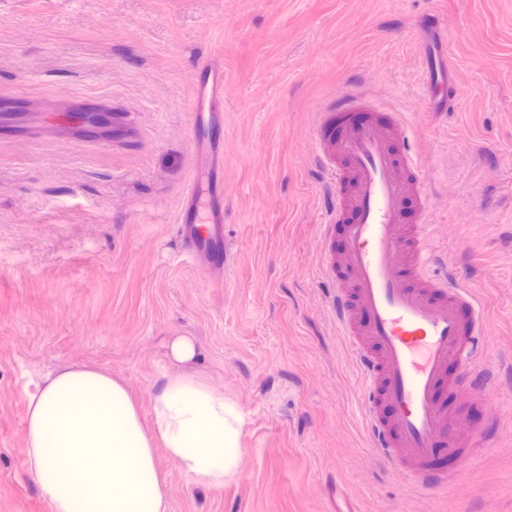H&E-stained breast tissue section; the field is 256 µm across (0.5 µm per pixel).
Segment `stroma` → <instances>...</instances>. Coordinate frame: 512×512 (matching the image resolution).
<instances>
[{
	"instance_id": "35a3bbf8",
	"label": "stroma",
	"mask_w": 512,
	"mask_h": 512,
	"mask_svg": "<svg viewBox=\"0 0 512 512\" xmlns=\"http://www.w3.org/2000/svg\"><path fill=\"white\" fill-rule=\"evenodd\" d=\"M456 64L454 111L423 109L430 15ZM224 64L220 267L178 224L194 173L199 58ZM366 95L399 113L431 178V233L485 303L487 406L440 395L456 450L426 491L381 465L322 272L317 111ZM244 417L239 474L186 477L157 448L171 512H512V0H0V512H48L27 474L28 376L120 378L143 423L167 346Z\"/></svg>"
}]
</instances>
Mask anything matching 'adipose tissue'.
Segmentation results:
<instances>
[{
    "label": "adipose tissue",
    "mask_w": 512,
    "mask_h": 512,
    "mask_svg": "<svg viewBox=\"0 0 512 512\" xmlns=\"http://www.w3.org/2000/svg\"><path fill=\"white\" fill-rule=\"evenodd\" d=\"M144 427L123 384L99 368L67 366L29 379L25 451L48 512H169L157 448L193 481L222 487L241 466L242 416L223 389L195 369V341L169 344Z\"/></svg>",
    "instance_id": "1"
}]
</instances>
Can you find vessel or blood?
Here are the masks:
<instances>
[{
  "label": "vessel or blood",
  "mask_w": 512,
  "mask_h": 512,
  "mask_svg": "<svg viewBox=\"0 0 512 512\" xmlns=\"http://www.w3.org/2000/svg\"><path fill=\"white\" fill-rule=\"evenodd\" d=\"M423 109L455 106V64L448 50L422 49ZM192 94L197 174L185 190L178 222L189 251L229 261L224 241V144L215 135L224 110V67L206 61ZM407 131L372 117L365 100L342 96L324 106L315 128L317 158L332 178L321 236L323 270L336 282L331 307L362 385L366 432L378 459L424 488L443 485L438 454L454 440L440 398L450 363L456 389L482 399L491 383L476 359L487 323L482 303L458 279L441 275L428 223L406 224L409 197L426 200L418 158L398 145ZM341 233L334 261L333 233Z\"/></svg>",
  "instance_id": "vessel-or-blood-1"
}]
</instances>
